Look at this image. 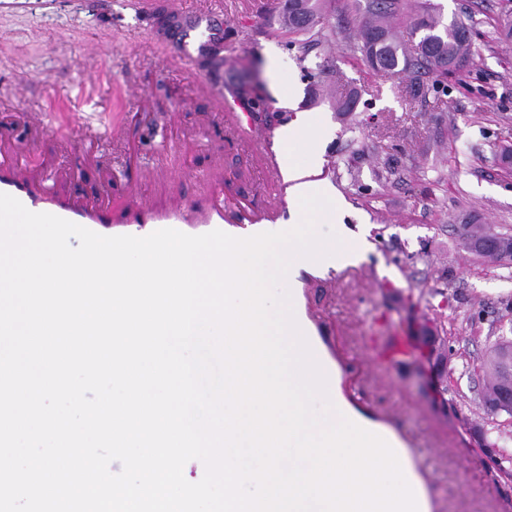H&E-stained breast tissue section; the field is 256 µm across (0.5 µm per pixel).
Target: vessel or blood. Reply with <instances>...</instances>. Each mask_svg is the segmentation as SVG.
I'll use <instances>...</instances> for the list:
<instances>
[{
    "label": "vessel or blood",
    "mask_w": 512,
    "mask_h": 512,
    "mask_svg": "<svg viewBox=\"0 0 512 512\" xmlns=\"http://www.w3.org/2000/svg\"><path fill=\"white\" fill-rule=\"evenodd\" d=\"M216 36L211 27V15L207 12L194 14L192 22L183 30L178 56L187 65L209 48ZM0 193L18 199L29 211L49 213L104 236L132 235L143 237L160 229H175L188 235H202L220 230L237 238H246L267 232L268 224H235L229 219L223 199H216L210 207L205 222L195 218L196 204L169 212H155L146 195H139L134 209L122 219H115L108 203L96 200L79 202L64 198L46 190L44 185L20 170L11 157L0 151ZM305 338L312 353L325 372L328 382H335L339 373L345 372L342 362L327 359L324 349L327 340L315 334L312 328H305Z\"/></svg>",
    "instance_id": "vessel-or-blood-1"
}]
</instances>
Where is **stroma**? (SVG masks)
I'll use <instances>...</instances> for the list:
<instances>
[{"label":"stroma","instance_id":"35a3bbf8","mask_svg":"<svg viewBox=\"0 0 512 512\" xmlns=\"http://www.w3.org/2000/svg\"><path fill=\"white\" fill-rule=\"evenodd\" d=\"M427 1L472 22L473 56L462 79L414 97L405 80L352 58L345 34L301 53L280 26L284 0H183L220 27L192 69L173 45L149 41L167 23L157 5L0 0V126L23 144L27 173L52 161L75 196L111 183L114 215L127 213L132 184L151 185L159 207L205 199L198 180L210 172L226 209L280 221L288 207L270 189L266 156L294 112L272 90L295 89L299 109L325 118L320 179L346 204L345 226L374 245L363 262L304 281L305 306L351 367L349 393L364 416L417 441L434 512H512V416L480 398L482 358L512 328V264L462 249L455 232L472 216L512 235V172L495 154L512 145V39L494 28L506 0ZM327 59L333 70L311 75ZM328 84L356 98L354 111L336 112ZM222 97L250 128L219 111ZM34 111L47 123L40 138ZM435 326L457 351L451 362L426 339ZM399 333L412 353L374 362Z\"/></svg>","mask_w":512,"mask_h":512}]
</instances>
